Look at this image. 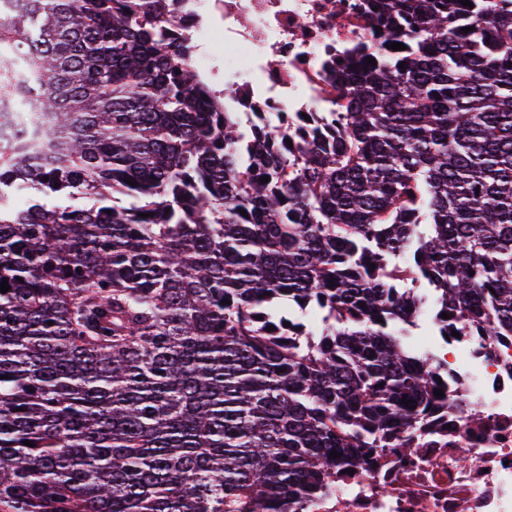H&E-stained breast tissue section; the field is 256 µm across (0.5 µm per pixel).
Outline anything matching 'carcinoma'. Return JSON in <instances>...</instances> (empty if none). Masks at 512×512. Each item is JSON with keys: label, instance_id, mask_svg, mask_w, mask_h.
Returning <instances> with one entry per match:
<instances>
[{"label": "carcinoma", "instance_id": "obj_1", "mask_svg": "<svg viewBox=\"0 0 512 512\" xmlns=\"http://www.w3.org/2000/svg\"><path fill=\"white\" fill-rule=\"evenodd\" d=\"M175 2L0 13L42 117L0 144V512H290L431 411L422 301L512 334V0H369L297 132L231 119Z\"/></svg>", "mask_w": 512, "mask_h": 512}]
</instances>
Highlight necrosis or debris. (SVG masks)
<instances>
[{
  "label": "necrosis or debris",
  "instance_id": "1",
  "mask_svg": "<svg viewBox=\"0 0 512 512\" xmlns=\"http://www.w3.org/2000/svg\"><path fill=\"white\" fill-rule=\"evenodd\" d=\"M367 0H181L194 38H224V109L292 124L332 111L329 70L364 41ZM424 352L447 388L412 447L366 448L354 473L293 512H512V335L438 336Z\"/></svg>",
  "mask_w": 512,
  "mask_h": 512
}]
</instances>
